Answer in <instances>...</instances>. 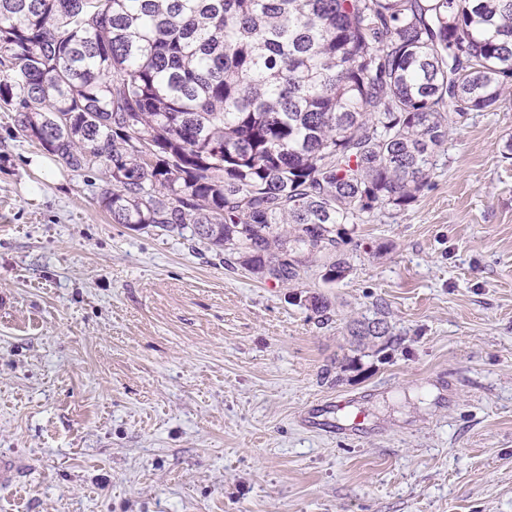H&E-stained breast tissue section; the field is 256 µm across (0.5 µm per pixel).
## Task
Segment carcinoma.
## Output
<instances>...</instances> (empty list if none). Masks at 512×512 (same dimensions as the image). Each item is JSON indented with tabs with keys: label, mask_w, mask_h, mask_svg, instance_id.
<instances>
[{
	"label": "carcinoma",
	"mask_w": 512,
	"mask_h": 512,
	"mask_svg": "<svg viewBox=\"0 0 512 512\" xmlns=\"http://www.w3.org/2000/svg\"><path fill=\"white\" fill-rule=\"evenodd\" d=\"M512 0H0V107L115 224L278 283L412 205L454 120L505 102ZM353 336L389 334L381 318Z\"/></svg>",
	"instance_id": "1"
}]
</instances>
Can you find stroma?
<instances>
[{"label":"stroma","instance_id":"1","mask_svg":"<svg viewBox=\"0 0 512 512\" xmlns=\"http://www.w3.org/2000/svg\"><path fill=\"white\" fill-rule=\"evenodd\" d=\"M511 141L512 104L458 119L346 278L278 284L113 223L0 108V512H512ZM341 399L361 433L304 424ZM349 332L351 336H359L360 338L373 336L375 339H380L388 336L389 327L384 319H365L364 321L358 320L350 324Z\"/></svg>","mask_w":512,"mask_h":512}]
</instances>
